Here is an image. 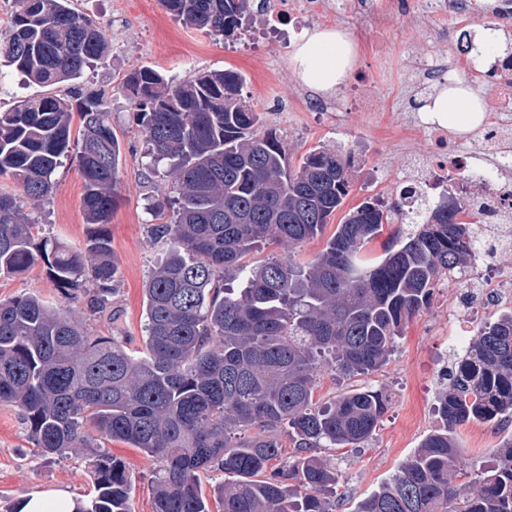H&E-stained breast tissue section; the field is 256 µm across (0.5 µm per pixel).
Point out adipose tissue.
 Instances as JSON below:
<instances>
[{
  "label": "adipose tissue",
  "instance_id": "ef3b65f1",
  "mask_svg": "<svg viewBox=\"0 0 512 512\" xmlns=\"http://www.w3.org/2000/svg\"><path fill=\"white\" fill-rule=\"evenodd\" d=\"M357 50L351 37L340 28L304 31L294 46L292 66L303 85L322 97L336 95L352 74ZM423 112L461 135L482 124L486 106L481 93L451 78L425 99ZM81 500L68 490L48 489L24 497L17 512H78Z\"/></svg>",
  "mask_w": 512,
  "mask_h": 512
}]
</instances>
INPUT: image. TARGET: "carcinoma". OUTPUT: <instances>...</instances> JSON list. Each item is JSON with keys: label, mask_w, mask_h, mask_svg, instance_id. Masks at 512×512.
<instances>
[{"label": "carcinoma", "mask_w": 512, "mask_h": 512, "mask_svg": "<svg viewBox=\"0 0 512 512\" xmlns=\"http://www.w3.org/2000/svg\"><path fill=\"white\" fill-rule=\"evenodd\" d=\"M181 24L232 39L264 8L251 0H161ZM108 42L70 0H13L0 60L28 81L68 83L64 97H30L0 112V275L39 263L64 304L35 294L0 300V404L17 408L45 455L90 452L98 495L80 512H134L125 462L96 444L121 441L161 462L154 512H210L201 477L224 512H336L339 473L324 448L364 447L390 395L357 388L314 400L325 370L344 378L388 364L406 324L427 310L441 280L467 283L479 217L461 204L413 214L368 196L345 208L353 187L351 151L320 144L288 161V147L242 95L232 71L174 83L150 66L121 89L145 133L151 166L170 165L162 211L148 227L168 245L145 286L143 348L93 336L84 311L116 319L107 302L119 267L108 221L119 196L121 145L104 93L79 82ZM76 138H71L74 119ZM83 178L91 225L83 247L36 244L23 203L54 191L66 157ZM345 210L313 260L295 250ZM397 229L375 255L369 244ZM284 251L263 261L253 254ZM438 426L377 491L352 512H512V438L466 475L457 429L512 423V309L470 339L437 393ZM292 444L285 451L281 435Z\"/></svg>", "instance_id": "cac0c4a2"}]
</instances>
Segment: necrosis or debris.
Instances as JSON below:
<instances>
[{"label": "necrosis or debris", "instance_id": "necrosis-or-debris-1", "mask_svg": "<svg viewBox=\"0 0 512 512\" xmlns=\"http://www.w3.org/2000/svg\"><path fill=\"white\" fill-rule=\"evenodd\" d=\"M492 73L496 95L480 143L472 149L459 147L447 127L414 114L406 129L421 133L428 149L422 162L409 168L392 188L397 198L410 186L430 194L450 180L462 207L480 213L481 267L458 305L469 313L491 301H512V274L497 267L503 249L512 245V58H496Z\"/></svg>", "mask_w": 512, "mask_h": 512}]
</instances>
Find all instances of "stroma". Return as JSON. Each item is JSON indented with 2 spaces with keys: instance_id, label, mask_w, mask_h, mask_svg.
<instances>
[{
  "instance_id": "stroma-1",
  "label": "stroma",
  "mask_w": 512,
  "mask_h": 512,
  "mask_svg": "<svg viewBox=\"0 0 512 512\" xmlns=\"http://www.w3.org/2000/svg\"><path fill=\"white\" fill-rule=\"evenodd\" d=\"M335 12L309 15L305 28L338 27L357 46V64L350 84L367 81L379 90L374 112L355 110L345 89L330 100L328 109L315 110L312 93L296 76L290 55L299 30L289 25L273 26L271 20L249 29L234 40L206 35L175 21L160 0H73L79 13L89 16L108 36V59L86 70L84 83L108 92L112 126L122 143L120 195L109 219L112 250L120 268L118 290L112 305L115 321L91 317L88 325L96 336L125 337L129 348L142 345L145 321L144 284L166 249L150 241L147 233L155 217L150 206L160 198L162 178L147 168L144 133L119 85L130 70L150 65L174 82L191 79L207 71L230 70L245 79L243 94L266 124L277 130L288 145L290 159H298L310 147L342 145L355 156L353 188L347 206L363 198L386 193L391 182L402 176L403 143L393 135L395 127L412 112L416 94L408 86L411 69L431 60H447L462 45L461 31L477 34L496 27L502 38L512 42V19L493 13L497 0H477L478 12L469 21L454 16L422 15L418 0H399L383 27H373L359 13L354 0H334ZM64 85L49 89L26 83L11 67L0 64V109L42 92L60 95ZM51 196L26 211L35 224L36 241L59 239L81 245L89 229L81 206L83 179L76 160L67 158L57 168ZM24 293L57 302L61 292L46 267L35 266L18 277H0V299ZM458 289L439 283L427 311L414 317L397 341L390 362L381 370L352 379L324 374L316 397L329 401L351 389L364 386L389 390L391 402L372 441L360 453L333 449L339 469V494L348 503L340 512H351L352 502L378 489L410 456L438 424L434 411L440 375L461 356L460 348L449 345V333L477 328L493 320L496 307H486L466 325L449 320L448 312L458 303ZM512 436V431L491 425L469 424L457 431L461 462L480 463L484 456ZM112 454L121 457L134 482V512H153L151 480L157 460L139 449L110 442ZM49 488H66L90 499L96 493L90 461L85 451L47 458L30 441L19 411L0 405V512H12L22 495Z\"/></svg>"
}]
</instances>
